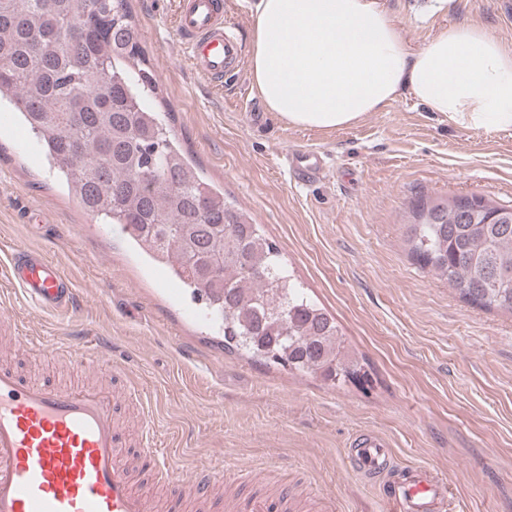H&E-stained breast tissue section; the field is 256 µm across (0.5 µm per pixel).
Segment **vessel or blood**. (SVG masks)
Masks as SVG:
<instances>
[{
  "label": "vessel or blood",
  "instance_id": "vessel-or-blood-1",
  "mask_svg": "<svg viewBox=\"0 0 512 512\" xmlns=\"http://www.w3.org/2000/svg\"><path fill=\"white\" fill-rule=\"evenodd\" d=\"M177 31L195 70L212 82L241 70L243 43L224 25V0H180ZM300 178H311L320 155H290ZM6 283L35 307L56 313L74 308L76 288L63 267L40 250L14 249L5 267ZM45 358L66 355L74 370L111 363L100 347L66 349L41 344ZM151 417L141 415V459L158 478L168 476L167 457L151 442ZM352 465L364 478L383 480L386 512H448V482L434 469L411 466L395 471L384 438L368 431L350 450ZM214 477L188 476L192 512H210ZM288 493L256 495L239 501L236 512H287ZM0 512H159L139 488L130 451L115 413L112 391L104 386H49L0 368Z\"/></svg>",
  "mask_w": 512,
  "mask_h": 512
}]
</instances>
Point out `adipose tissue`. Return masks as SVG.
Here are the masks:
<instances>
[{
	"instance_id": "adipose-tissue-1",
	"label": "adipose tissue",
	"mask_w": 512,
	"mask_h": 512,
	"mask_svg": "<svg viewBox=\"0 0 512 512\" xmlns=\"http://www.w3.org/2000/svg\"><path fill=\"white\" fill-rule=\"evenodd\" d=\"M250 78L288 125L357 124L402 95L450 126L512 131V50L484 28H446L410 50L380 0H256Z\"/></svg>"
}]
</instances>
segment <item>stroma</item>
Returning <instances> with one entry per match:
<instances>
[{"label": "stroma", "instance_id": "stroma-1", "mask_svg": "<svg viewBox=\"0 0 512 512\" xmlns=\"http://www.w3.org/2000/svg\"><path fill=\"white\" fill-rule=\"evenodd\" d=\"M410 50L457 24L512 48V0H383ZM141 47L169 105L170 126L199 174L263 224L308 294L332 313L369 378L342 387L225 353L190 299L134 249L120 225L104 231L50 172L22 125L0 130V262L16 246L62 263L75 312L28 306L14 288L0 311L32 341L96 337L135 421L153 413L154 442L174 479L222 472L229 502L288 489L289 512L316 499L335 512H379V487L348 458L364 430L384 436L397 465L448 480L452 512H512V317L462 300L415 261L407 243L419 201L457 195L512 206V133L449 126L404 95L357 125L288 126L266 111L248 71L216 84L190 64L177 33L178 0H128ZM319 152L322 171L299 181L285 156Z\"/></svg>", "mask_w": 512, "mask_h": 512}]
</instances>
